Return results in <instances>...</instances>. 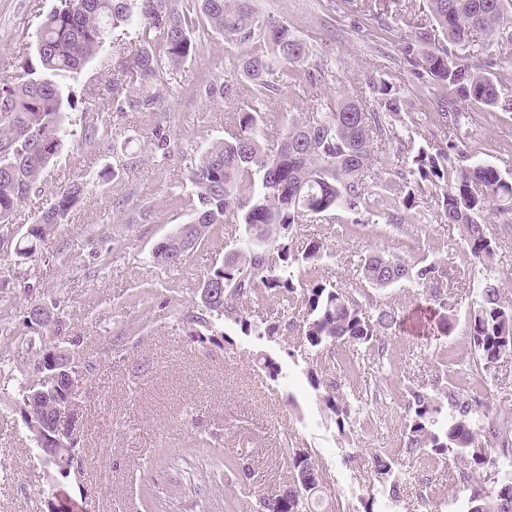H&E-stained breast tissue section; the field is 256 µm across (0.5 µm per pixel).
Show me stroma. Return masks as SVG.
<instances>
[{"instance_id":"1","label":"stroma","mask_w":512,"mask_h":512,"mask_svg":"<svg viewBox=\"0 0 512 512\" xmlns=\"http://www.w3.org/2000/svg\"><path fill=\"white\" fill-rule=\"evenodd\" d=\"M58 0H0V80L20 73L31 54L40 21ZM262 18L287 23L303 40L310 61L328 74L318 88L283 90L266 102L264 148L275 152L289 114L307 112L317 96L338 99L356 94L365 75L387 73L400 99L395 127L423 143L428 117L438 110L441 89L415 79L403 58V44L419 29L430 28L426 0H258ZM247 46L214 35L198 56L167 72L159 89L167 99L162 112H116L99 104L86 114L68 113L71 137L44 172L42 191L32 193L12 216L9 229L23 235L55 191L76 179L87 187L68 223L56 227L27 259L12 248L0 249V512H39L45 498L71 502L84 512H147L145 488L158 490L163 512H193L186 496H224L236 512H256L263 491L283 485L293 446L311 452L325 470L322 494L343 512H363L373 497L370 476L374 453L400 456L404 469L419 475L414 458L401 457L405 395L410 387L432 386L441 375V354L469 352L466 320L475 296L469 279L499 277L512 299V234L500 237L490 262H471L463 229L441 223L435 197L427 195L406 213L401 229L382 217L352 227L347 210L311 219L303 234L323 239L330 256L302 277L317 275L349 291L360 285L365 257L382 251L414 262L442 263L458 282L448 302L455 314L450 335H432L413 324L385 337V368L374 375L361 368L366 405L345 432H338L307 372L318 356L301 346L297 334L270 341L240 333L225 322L228 342L216 345L188 336L169 305L196 307L204 274L222 261L233 241L224 229L209 234L184 264L166 269L153 264V249L188 223L181 201L189 192L187 170L201 149L223 137L243 97L208 94L210 86L230 80ZM476 120L472 155L512 170V111L466 104ZM95 123L94 146L82 145L86 122ZM163 127L171 140L161 158L154 137ZM120 166L118 179L102 181L100 172ZM448 241L451 252L437 250ZM40 305L53 312L59 329L52 344L73 353L82 370L80 393L81 470L61 477L41 452L16 412L23 383L36 380L40 344L24 316ZM271 356L283 373L263 379L255 360ZM502 430L512 431V358L503 360L484 396ZM180 444L182 460L158 466L154 459L166 443ZM243 458L248 473L224 475L223 488L206 478L210 449ZM458 463L447 459L432 470L430 490L405 486L399 501L379 500V512H455L448 502L449 477Z\"/></svg>"}]
</instances>
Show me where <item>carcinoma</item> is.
<instances>
[{"mask_svg":"<svg viewBox=\"0 0 512 512\" xmlns=\"http://www.w3.org/2000/svg\"><path fill=\"white\" fill-rule=\"evenodd\" d=\"M438 40L421 36L402 48L411 73L448 88L438 113L440 129L454 137L413 147L403 164L389 165L394 150L393 130L399 97L384 74L366 77L355 97L332 101L317 97L312 117L292 115L278 149L263 147V106L286 86H316L324 78L308 61L307 46L284 23H266L256 0H60L36 32L34 58L22 73L0 82V224H9L14 208L38 190L42 173L71 136L65 106L74 94L65 93L56 77L78 73L110 38L133 32L130 47L113 41L124 79L114 78L103 88L116 112H159L164 98L157 89L167 70L178 67L201 47V38L213 31L225 40L250 45L234 66L239 82L249 93L224 137L208 145L188 170L191 192L183 202L193 219L152 252L153 262L180 266L187 255L216 225L243 226L235 246L224 253L203 276L219 292L211 303L200 300L205 312L231 318L245 335L270 339L298 332L303 344L320 354L335 347L362 349L382 355L384 334L399 326L401 315L382 303L365 308L351 293L313 277L296 275L304 264L315 265L327 256L316 237L304 248L295 247V233L310 218L345 208L355 223L373 215L372 177L390 175L402 182L400 195L385 204L386 223L400 227L404 211L422 195H434L440 218L464 230L467 252L488 261L497 248L488 224L492 215H512V180L494 164L473 160L467 150L469 113L458 101H469L503 111L512 110V98L501 96L497 66L490 44L481 41L503 19L509 0H427ZM473 46L467 58L453 47ZM372 97L376 107L366 105ZM85 189L72 182L55 193L35 224L17 239L14 253L29 258L37 243L68 221ZM361 283L380 290L412 281L438 308L424 311L422 325L449 334L454 314L441 298L448 270L435 261L410 264L385 253L370 255L360 269ZM476 301L467 325L472 361L443 358L447 386L433 390L418 386L407 391L403 437L406 453L419 463L434 466L452 457L461 468L448 496L459 512H512V483L492 480L491 470L512 468V435L502 431L483 410L481 397L492 369L512 356V302L506 300L498 277H485L475 286ZM280 307L275 317L261 315L265 304ZM303 310L302 323L294 320ZM188 335L200 341L226 339L221 327L204 312L182 313ZM312 387L321 392L345 432L357 415L344 385L336 379V358L308 371ZM469 379V390L458 391L455 378ZM401 463L374 455L371 473L384 499H400L404 478ZM322 467L314 457L292 450L288 454V481L259 496L258 512H335L312 491Z\"/></svg>","mask_w":512,"mask_h":512,"instance_id":"1","label":"carcinoma"}]
</instances>
